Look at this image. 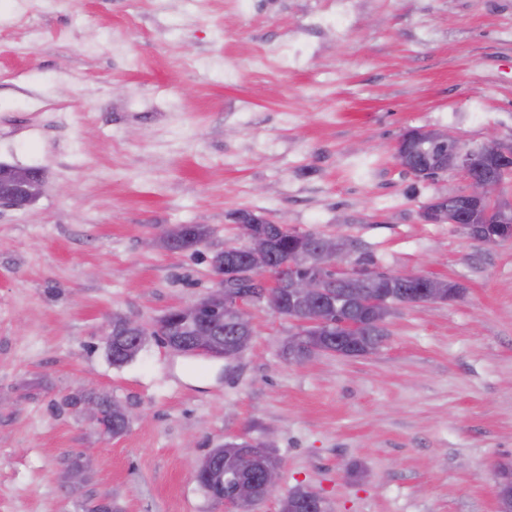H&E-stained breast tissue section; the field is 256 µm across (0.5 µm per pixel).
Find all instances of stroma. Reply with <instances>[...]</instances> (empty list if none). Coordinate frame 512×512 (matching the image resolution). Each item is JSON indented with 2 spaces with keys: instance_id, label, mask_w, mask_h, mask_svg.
Segmentation results:
<instances>
[{
  "instance_id": "35a3bbf8",
  "label": "stroma",
  "mask_w": 512,
  "mask_h": 512,
  "mask_svg": "<svg viewBox=\"0 0 512 512\" xmlns=\"http://www.w3.org/2000/svg\"><path fill=\"white\" fill-rule=\"evenodd\" d=\"M0 0V164L41 196L0 209V512H227L192 463L270 444L281 489L327 512H497L512 466V239L429 224L454 171L406 172L410 128L512 145V0ZM248 212L342 237L369 269L455 283L397 309L360 357L284 359L295 329L251 305L249 349L191 358L148 337L112 363L116 321L151 323L215 285ZM201 224L171 251L161 226ZM108 396L118 436L66 406ZM226 447H233V448H224V445L219 446L218 448H215L211 451H209L206 455H204L202 458L197 460L194 463V470L195 475L202 472H210L214 470L216 463L219 460L224 461V467H229V464L226 460V454L224 456V450L234 449L239 450L241 448H252V449H244L245 452H247V455L252 457L253 459L257 458H264V448H256L258 447L256 442L253 441H243L241 444H226Z\"/></svg>"
}]
</instances>
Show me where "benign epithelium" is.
Instances as JSON below:
<instances>
[{
  "label": "benign epithelium",
  "instance_id": "benign-epithelium-1",
  "mask_svg": "<svg viewBox=\"0 0 512 512\" xmlns=\"http://www.w3.org/2000/svg\"><path fill=\"white\" fill-rule=\"evenodd\" d=\"M490 152L512 159V147L501 145L494 140L479 148H467L457 138L444 131L409 129L401 135L395 146V156L408 173L420 178H429L452 170L461 174L467 183L466 190L440 197L426 205L421 213L425 222L459 224L466 221L477 224L492 215L497 216L503 223L512 221V204L497 196L505 177L512 175V163L501 167L496 175H484L481 173L482 162L485 155ZM0 170L10 176L7 183L0 178V208H23L36 201L43 185L39 170L12 166ZM456 198L466 203L467 213L459 214L452 208L453 200ZM246 240L247 243L240 252L244 255L249 277L257 281L260 289L254 292L234 293L224 288V280L232 277V274L221 272L216 275L214 288L190 305L176 306L149 325L132 319L124 320L125 334L139 341L145 336L159 335L170 329L171 323L175 322L179 331L191 336L193 354L228 361L238 358L249 346L247 337L251 335L253 327L248 311L249 305L259 301L272 303L269 288L278 286L276 279L268 280L262 277L270 266V251L264 238L249 235ZM338 241V237L317 240L314 252L319 256L321 272L291 275L288 278L291 296L304 302L331 298L333 294L330 290L336 285V281L349 280L363 286L361 301L365 307L370 310L385 309V299L370 293L374 283L366 271L355 266L349 269L340 266V263L349 260L350 250L334 246ZM420 279L428 284L424 298L426 302H448L457 297V293L452 289L445 293L442 289L434 287L437 282L435 278L422 275ZM206 314L225 317L227 322L244 334L234 350L224 351V343L213 336L211 329L201 322ZM288 320L296 325V330L289 337L291 341L310 336H327L336 327L331 318L317 313L308 316L293 315L288 317ZM222 459L224 446L221 445L194 463L195 473L214 470L216 463ZM279 470L280 466L273 462L262 465V481L259 487L233 471L223 475V478L233 487L232 499L243 504L253 501L260 492L266 499L275 495L279 490Z\"/></svg>",
  "mask_w": 512,
  "mask_h": 512
}]
</instances>
